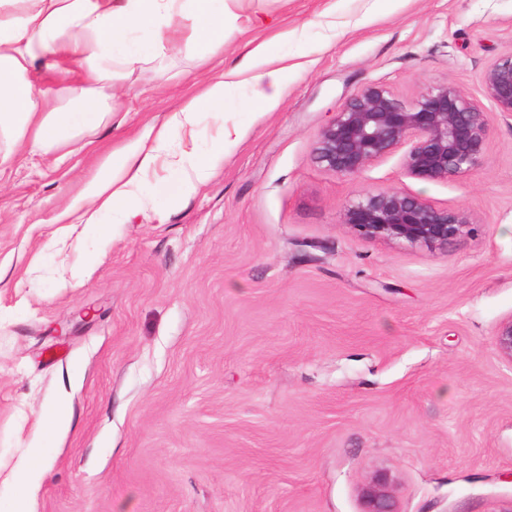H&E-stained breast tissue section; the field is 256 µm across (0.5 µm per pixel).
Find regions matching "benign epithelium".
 <instances>
[{"label":"benign epithelium","mask_w":512,"mask_h":512,"mask_svg":"<svg viewBox=\"0 0 512 512\" xmlns=\"http://www.w3.org/2000/svg\"><path fill=\"white\" fill-rule=\"evenodd\" d=\"M482 86L494 108L512 118V54L484 70ZM488 132L486 112L452 83L437 84L407 104L371 85L352 96L321 130L315 158L329 171L353 176L407 145L406 173L443 181L480 163ZM343 223L364 239L436 247L463 236L470 218L399 190H383L349 203ZM494 345L512 363V317L497 327ZM394 484L389 472L375 473L360 489L361 512H397Z\"/></svg>","instance_id":"obj_1"}]
</instances>
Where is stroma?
I'll use <instances>...</instances> for the list:
<instances>
[{"label": "stroma", "mask_w": 512, "mask_h": 512, "mask_svg": "<svg viewBox=\"0 0 512 512\" xmlns=\"http://www.w3.org/2000/svg\"><path fill=\"white\" fill-rule=\"evenodd\" d=\"M223 58L118 69L82 151L0 173V507L4 472L45 467L35 512H360L377 471L399 512H512V119L482 72L512 54V0H236ZM288 30L287 41L278 33ZM287 58L274 101L239 87L237 139L178 204L164 165L147 208L58 219L108 155L198 96L246 43ZM451 82L487 114L467 175L408 176L395 151L353 177L317 163L321 129L378 85L408 103ZM397 189L466 211L444 247L359 237L345 206ZM71 407L67 432L43 416Z\"/></svg>", "instance_id": "35a3bbf8"}]
</instances>
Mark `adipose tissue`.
I'll use <instances>...</instances> for the list:
<instances>
[{
  "instance_id": "adipose-tissue-1",
  "label": "adipose tissue",
  "mask_w": 512,
  "mask_h": 512,
  "mask_svg": "<svg viewBox=\"0 0 512 512\" xmlns=\"http://www.w3.org/2000/svg\"><path fill=\"white\" fill-rule=\"evenodd\" d=\"M226 8L225 0H0V166L26 148L46 153L75 144L80 133L99 125L111 110L115 66L131 68L141 61L130 47L134 32L153 36L158 57L199 41L208 54L223 53ZM183 29L188 35L182 39L178 33ZM46 57L68 61L81 73L75 85L68 82V70L58 73L69 85L67 109L48 98L37 78L36 63ZM286 72L283 57L269 43L250 47L198 98L173 111L154 135L111 153L89 188L94 211L75 203L61 215V222L81 224L85 233L104 237L96 213L144 205L142 183L173 132L194 135L207 115L223 121L225 97L244 83L258 87L259 100H274ZM223 155L224 142L218 139L208 156L186 151L171 159L181 193H191L205 182L214 160Z\"/></svg>"
}]
</instances>
